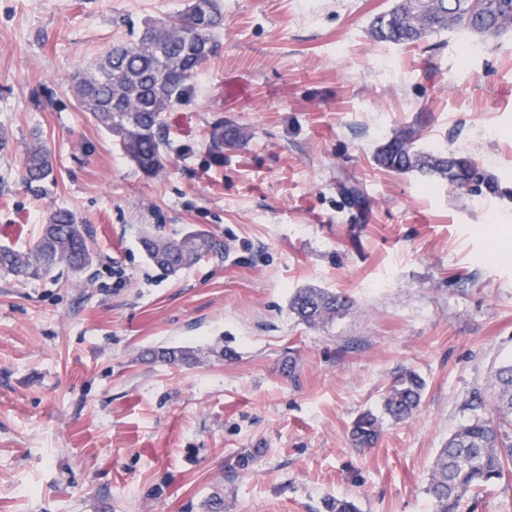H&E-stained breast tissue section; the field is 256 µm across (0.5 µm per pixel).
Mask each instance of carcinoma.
Returning <instances> with one entry per match:
<instances>
[{
  "label": "carcinoma",
  "mask_w": 512,
  "mask_h": 512,
  "mask_svg": "<svg viewBox=\"0 0 512 512\" xmlns=\"http://www.w3.org/2000/svg\"><path fill=\"white\" fill-rule=\"evenodd\" d=\"M464 0H447L445 14L436 0H418L416 9L393 6L379 16L372 37L379 43L415 44L436 32L452 29L471 33L482 21L477 11L462 7ZM498 29L512 30V0H501L494 18ZM224 10L220 0H189L185 8L165 19H148L137 39L112 46L93 63L69 76V87L82 111L115 140L136 167L148 176L162 172L169 161L163 145V115L193 92V79L220 46ZM234 125L216 126L209 151L216 157L243 142ZM418 132L401 130L379 146L375 161L396 172H420L457 189L477 181L492 187L493 178L468 156L417 147ZM49 150L35 139L28 147L21 180L31 186L50 177ZM147 257L156 266L177 270L209 255L217 248L211 233L195 229L179 239L148 234L141 240ZM93 262V249L86 225L65 209L50 214L39 237L24 250L0 245V271L18 281L38 280L58 269L85 271ZM352 302L346 296L322 288H299L289 299V309L309 326L325 324L348 313ZM155 356L171 365L189 364L192 351L163 348ZM489 399L476 392L468 406L475 415L461 425L439 449L426 493L433 512H458L464 496L502 481L512 470V359L499 364L488 378ZM425 389L424 379L412 370L397 375L383 394L384 414L394 423H404L418 410ZM382 422L371 412L358 415L349 427L354 448L365 451L377 445Z\"/></svg>",
  "instance_id": "cac0c4a2"
}]
</instances>
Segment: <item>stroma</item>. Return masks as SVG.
I'll return each instance as SVG.
<instances>
[{
  "mask_svg": "<svg viewBox=\"0 0 512 512\" xmlns=\"http://www.w3.org/2000/svg\"><path fill=\"white\" fill-rule=\"evenodd\" d=\"M187 0H0V245L27 248L59 208L86 224L82 275L0 273V512H432L431 464L512 356V32L372 41L395 0H222L220 53L166 113L170 162L137 169L78 108L74 70ZM246 142L215 161L217 123ZM412 127L471 155L495 191L470 196L374 162ZM41 136L54 175L20 173ZM355 183V206L340 184ZM209 230L220 251L177 273L149 233ZM349 296L311 327L296 289ZM160 347L196 362L152 360ZM295 360L297 380L282 372ZM403 369L426 383L378 444L348 440ZM255 453L228 476L225 463Z\"/></svg>",
  "mask_w": 512,
  "mask_h": 512,
  "instance_id": "stroma-1",
  "label": "stroma"
}]
</instances>
